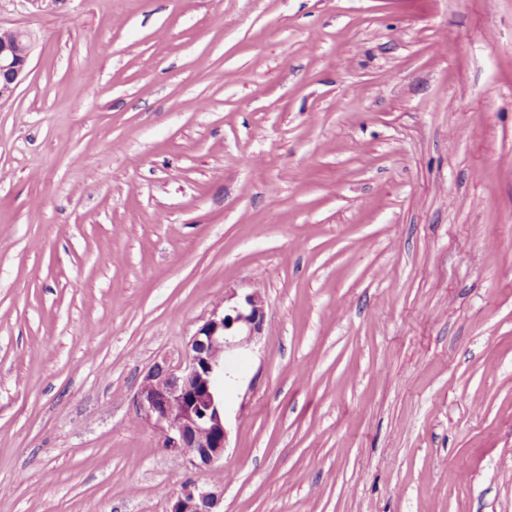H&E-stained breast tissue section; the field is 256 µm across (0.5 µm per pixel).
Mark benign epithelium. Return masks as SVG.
Segmentation results:
<instances>
[{"instance_id": "7a95c632", "label": "benign epithelium", "mask_w": 512, "mask_h": 512, "mask_svg": "<svg viewBox=\"0 0 512 512\" xmlns=\"http://www.w3.org/2000/svg\"><path fill=\"white\" fill-rule=\"evenodd\" d=\"M32 49L27 30H8L0 39V101L14 95ZM264 327V300L257 293L223 309L217 306L192 336L180 373L158 364L143 377L133 398L136 418L157 428L162 446L183 457L189 467H210L224 456L225 411L215 404V395L224 393L231 380L224 355L262 336ZM223 496L219 484L205 489L188 481L170 512H220Z\"/></svg>"}]
</instances>
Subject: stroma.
<instances>
[{
	"label": "stroma",
	"mask_w": 512,
	"mask_h": 512,
	"mask_svg": "<svg viewBox=\"0 0 512 512\" xmlns=\"http://www.w3.org/2000/svg\"><path fill=\"white\" fill-rule=\"evenodd\" d=\"M0 512H512V0H0ZM228 441L137 422L225 297ZM0 42V101L10 99L23 80L33 49V37L28 30L5 31ZM223 496V485L216 484L211 489H205L188 481L174 497L169 512H222L219 508Z\"/></svg>",
	"instance_id": "1"
}]
</instances>
